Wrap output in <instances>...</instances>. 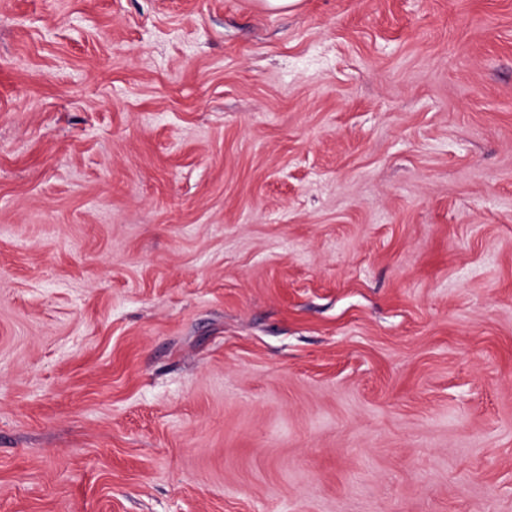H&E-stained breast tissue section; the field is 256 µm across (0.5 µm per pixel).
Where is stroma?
I'll use <instances>...</instances> for the list:
<instances>
[{
  "mask_svg": "<svg viewBox=\"0 0 512 512\" xmlns=\"http://www.w3.org/2000/svg\"><path fill=\"white\" fill-rule=\"evenodd\" d=\"M0 512H512V0H0Z\"/></svg>",
  "mask_w": 512,
  "mask_h": 512,
  "instance_id": "obj_1",
  "label": "stroma"
}]
</instances>
